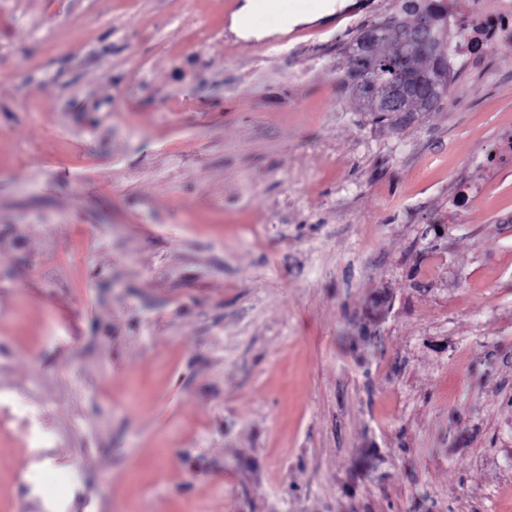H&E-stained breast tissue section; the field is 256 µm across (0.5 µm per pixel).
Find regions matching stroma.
<instances>
[{
	"instance_id": "stroma-1",
	"label": "stroma",
	"mask_w": 512,
	"mask_h": 512,
	"mask_svg": "<svg viewBox=\"0 0 512 512\" xmlns=\"http://www.w3.org/2000/svg\"><path fill=\"white\" fill-rule=\"evenodd\" d=\"M241 2L0 0V512H512V42L363 112L390 0ZM245 3L240 7L238 13L233 17L232 29L237 32L240 37L246 38L249 36H256L258 38L271 35L275 31H266L262 33H254L251 31V26H248L249 20L254 11V4L252 0H244Z\"/></svg>"
}]
</instances>
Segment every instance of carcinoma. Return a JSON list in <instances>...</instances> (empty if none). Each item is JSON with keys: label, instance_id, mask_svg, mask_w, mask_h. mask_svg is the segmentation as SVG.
Listing matches in <instances>:
<instances>
[{"label": "carcinoma", "instance_id": "obj_1", "mask_svg": "<svg viewBox=\"0 0 512 512\" xmlns=\"http://www.w3.org/2000/svg\"><path fill=\"white\" fill-rule=\"evenodd\" d=\"M423 12L431 14L434 21L429 45L419 47L404 42L405 31L416 24ZM377 25L382 37L373 46L371 57L379 66L370 69L353 57L347 60V66L355 71L356 82L350 88L360 107L366 112L378 111L391 65L396 63L401 66L403 78L417 85L410 111H437L448 98V84L452 82L445 0H396L392 12Z\"/></svg>", "mask_w": 512, "mask_h": 512}]
</instances>
